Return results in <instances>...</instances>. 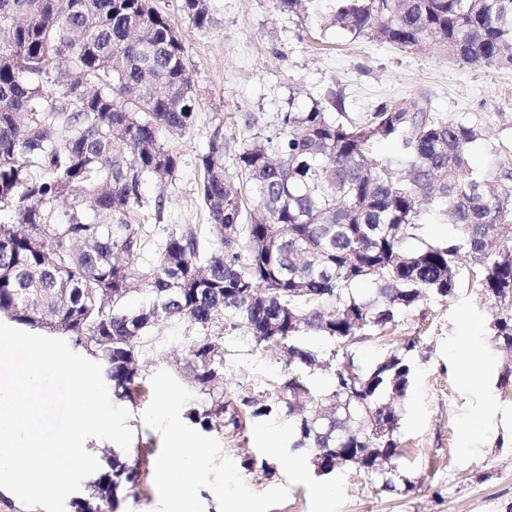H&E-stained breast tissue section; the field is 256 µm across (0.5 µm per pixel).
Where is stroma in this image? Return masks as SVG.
Wrapping results in <instances>:
<instances>
[{
	"instance_id": "stroma-1",
	"label": "stroma",
	"mask_w": 512,
	"mask_h": 512,
	"mask_svg": "<svg viewBox=\"0 0 512 512\" xmlns=\"http://www.w3.org/2000/svg\"><path fill=\"white\" fill-rule=\"evenodd\" d=\"M157 3L186 46L198 99V120L176 143L182 167L162 187L148 189L165 198L164 223H206L197 197V159L207 152L215 126L223 127L226 141L238 142L250 130L272 129L281 112L306 110L331 89L344 94L351 112L421 91L440 115L479 116L486 134L473 148L479 167L496 161L490 144L512 148V70L351 40L327 24L331 0H306L300 13L281 11L275 0H209L215 23L204 32L182 11V0ZM248 115L255 119L250 129L244 125ZM497 313L494 302L475 288L465 263L453 295L402 313L396 326L358 345V361L368 367L399 339H419L411 354L412 382L401 403L402 455L394 462L393 485L346 471L341 512H505L512 504V379L503 376L512 360L495 341ZM195 336L187 324H163L143 340V394L126 408L133 432L128 453L144 456L147 472H154L162 446L160 433L143 420L153 397V374L166 369L191 392L182 419L211 404L185 368ZM221 350L229 405L245 392L261 395L286 369L283 354L256 347L243 332L224 337ZM468 351L478 359L470 379L458 369ZM215 437L252 490L287 484L280 463L256 448L252 425H228Z\"/></svg>"
}]
</instances>
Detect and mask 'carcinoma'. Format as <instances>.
I'll list each match as a JSON object with an SVG mask.
<instances>
[{
	"mask_svg": "<svg viewBox=\"0 0 512 512\" xmlns=\"http://www.w3.org/2000/svg\"><path fill=\"white\" fill-rule=\"evenodd\" d=\"M200 30L208 0H183ZM328 22L354 40L512 68V0H334ZM0 313L66 335L102 363L119 400L142 391V340L160 320L201 332L186 369L208 389L192 413L206 430L271 414L291 423L290 450L318 472L354 469L390 485L412 374L407 337L370 370L354 337L388 330L399 314L457 288L459 265L477 267L498 308L495 340L512 354V159L478 169V119L445 118L423 93L356 115L337 90L303 112H283L224 168L217 128L198 158L206 224H143L161 217L147 195L179 170L171 141L197 120V96L174 24L151 0H0ZM166 133L169 140L161 139ZM399 148L395 159L377 145ZM441 205L448 241H420L419 206ZM142 296L135 306L130 299ZM244 331L280 350L288 372L265 398L231 411L214 393L224 376L222 336ZM334 343L317 350L302 337ZM328 373L315 397L308 377ZM229 418H224V413ZM76 512H115V493L142 484L140 458L110 453Z\"/></svg>",
	"mask_w": 512,
	"mask_h": 512,
	"instance_id": "carcinoma-1",
	"label": "carcinoma"
}]
</instances>
